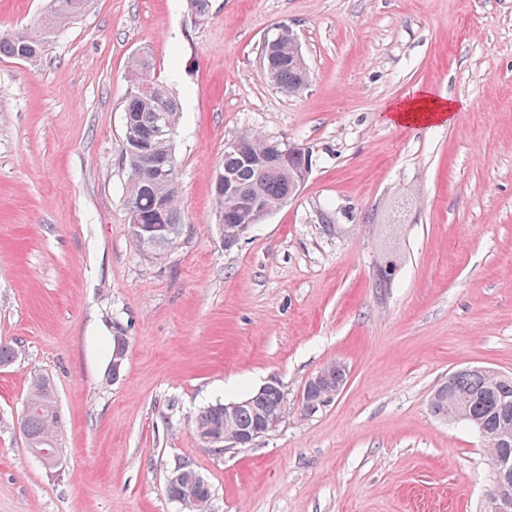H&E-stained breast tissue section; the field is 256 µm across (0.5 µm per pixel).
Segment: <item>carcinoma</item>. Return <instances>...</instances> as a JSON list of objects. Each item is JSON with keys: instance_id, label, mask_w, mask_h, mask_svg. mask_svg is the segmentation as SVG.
I'll list each match as a JSON object with an SVG mask.
<instances>
[{"instance_id": "obj_1", "label": "carcinoma", "mask_w": 512, "mask_h": 512, "mask_svg": "<svg viewBox=\"0 0 512 512\" xmlns=\"http://www.w3.org/2000/svg\"><path fill=\"white\" fill-rule=\"evenodd\" d=\"M90 0H48L47 12L27 27L0 35V56L37 64L44 53L47 39L61 26L79 17L89 7ZM279 43L274 54L262 48L261 62L269 82L290 95L301 92L309 83V69L299 58V45L288 38V27L278 30ZM148 62L141 57L131 59L128 67L129 93L125 106V121L137 130V139L125 137V162L129 169L127 200L129 206L146 217L156 214L159 199L167 201L159 223L163 230L150 248L151 257L163 259L178 242L182 231L181 195L177 173L169 178H155L147 165L163 166L172 157L173 138L157 134L155 127L164 122L175 130L179 115L178 101L161 84L149 77ZM249 148L254 162L247 164L239 155L226 149L224 161L216 175L231 180L229 191L213 190L215 213L224 219L225 233L233 232L249 221L243 202L258 195L272 209L298 192L296 162L288 169L266 168L263 157L269 140L253 132L237 136ZM128 351V337L122 329L112 336L109 361ZM19 356L18 347L0 341V367L12 365ZM323 389L334 392L344 387L346 369L336 363L324 366ZM248 403L224 414V404L216 402L199 411L194 429L199 442L210 444L224 432L252 430L267 422L264 412L275 406V397L267 392H254L247 396ZM429 406L432 414L448 423H464L485 441L489 457H512V375L480 367H466L448 374L431 394ZM19 431L29 448H48L59 452L57 437L60 429L55 390L50 378L35 375L31 378L24 410L18 419ZM181 479L167 484L168 496L179 502L188 512H205L210 500L207 490L194 488L197 471L181 468Z\"/></svg>"}]
</instances>
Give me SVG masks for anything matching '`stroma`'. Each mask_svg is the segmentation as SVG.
<instances>
[{
    "label": "stroma",
    "mask_w": 512,
    "mask_h": 512,
    "mask_svg": "<svg viewBox=\"0 0 512 512\" xmlns=\"http://www.w3.org/2000/svg\"><path fill=\"white\" fill-rule=\"evenodd\" d=\"M311 73L289 95L261 50L281 26ZM180 105L182 233L163 260L128 226L126 74L138 55ZM424 88L462 107L395 126ZM304 145L312 171L232 248L212 178L239 133ZM394 259L393 281L375 268ZM129 339L116 381L113 325ZM0 512H479V435L429 409L450 372L512 374V0H93L39 64L0 58ZM344 388L316 412L305 383ZM48 375L61 463L19 432ZM279 383L286 415L247 447L201 446L195 415ZM181 479L167 483L168 496L179 502L184 509L190 512H204L210 500V494L207 490L195 489V475H200L196 470L189 467H182Z\"/></svg>",
    "instance_id": "obj_1"
}]
</instances>
